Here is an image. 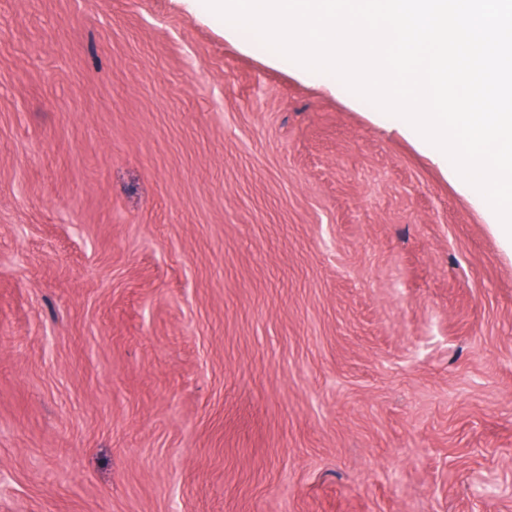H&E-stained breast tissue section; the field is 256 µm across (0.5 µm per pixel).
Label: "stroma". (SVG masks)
<instances>
[{"mask_svg":"<svg viewBox=\"0 0 512 512\" xmlns=\"http://www.w3.org/2000/svg\"><path fill=\"white\" fill-rule=\"evenodd\" d=\"M352 97L0 0V512H512V251Z\"/></svg>","mask_w":512,"mask_h":512,"instance_id":"35a3bbf8","label":"stroma"}]
</instances>
